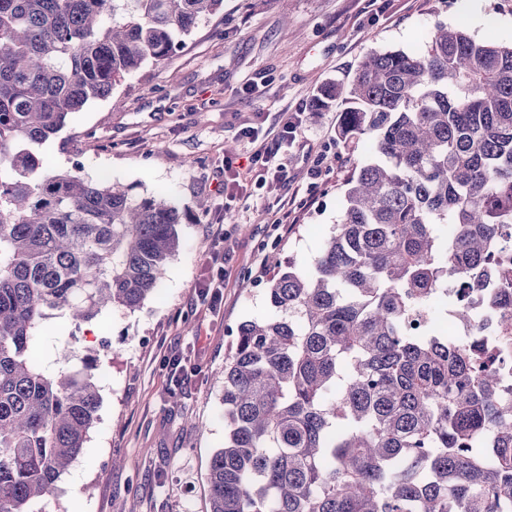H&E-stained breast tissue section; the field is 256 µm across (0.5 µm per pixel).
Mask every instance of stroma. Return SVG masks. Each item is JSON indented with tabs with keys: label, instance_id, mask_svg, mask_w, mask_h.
I'll list each match as a JSON object with an SVG mask.
<instances>
[{
	"label": "stroma",
	"instance_id": "1",
	"mask_svg": "<svg viewBox=\"0 0 512 512\" xmlns=\"http://www.w3.org/2000/svg\"><path fill=\"white\" fill-rule=\"evenodd\" d=\"M438 23L511 43L512 0H224L164 65L127 77L34 146L43 176L76 171L182 207L208 203L178 225L183 246L138 309L105 310L87 329L60 314L46 321L34 360L55 372L95 354L101 404L37 512H209L237 327L270 315L266 288L277 271L308 269L364 157L338 139L337 108L308 112L323 85L349 80L368 54L424 50ZM295 112L304 120L283 178L243 173L225 191V161L244 163L252 149L245 130L272 141ZM218 275L223 300L213 307L197 287Z\"/></svg>",
	"mask_w": 512,
	"mask_h": 512
}]
</instances>
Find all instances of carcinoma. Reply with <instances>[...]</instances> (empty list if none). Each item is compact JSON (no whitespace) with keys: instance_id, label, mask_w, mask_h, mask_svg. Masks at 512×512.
<instances>
[{"instance_id":"1","label":"carcinoma","mask_w":512,"mask_h":512,"mask_svg":"<svg viewBox=\"0 0 512 512\" xmlns=\"http://www.w3.org/2000/svg\"><path fill=\"white\" fill-rule=\"evenodd\" d=\"M224 0H0V512H34L80 453L94 370L32 365L49 312L88 322L160 287L190 219L162 195L64 172L30 149L90 100L165 63ZM341 139L368 144L308 271L273 277L274 315L224 362L210 512H512V402L484 342L406 330L471 316L468 289L512 225V44L437 25L329 83ZM461 285L453 295L448 283ZM512 313V285L486 296Z\"/></svg>"}]
</instances>
